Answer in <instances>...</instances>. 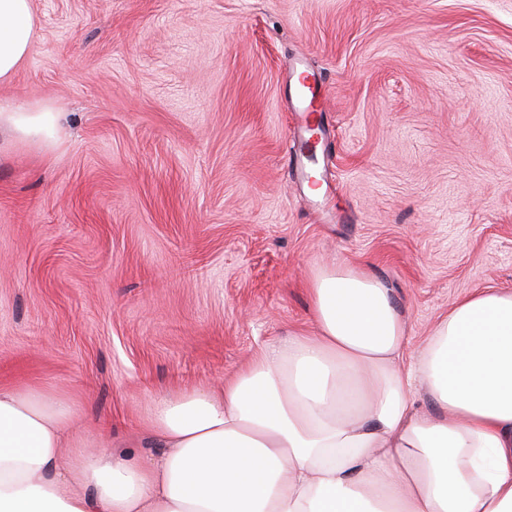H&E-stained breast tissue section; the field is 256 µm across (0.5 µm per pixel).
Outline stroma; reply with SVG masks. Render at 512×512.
Listing matches in <instances>:
<instances>
[{
	"label": "stroma",
	"mask_w": 512,
	"mask_h": 512,
	"mask_svg": "<svg viewBox=\"0 0 512 512\" xmlns=\"http://www.w3.org/2000/svg\"><path fill=\"white\" fill-rule=\"evenodd\" d=\"M33 9L0 97L65 120L51 149L0 136V385L72 397L77 434L147 454L152 396L310 330L332 263L391 288L415 350L512 290V0Z\"/></svg>",
	"instance_id": "35a3bbf8"
}]
</instances>
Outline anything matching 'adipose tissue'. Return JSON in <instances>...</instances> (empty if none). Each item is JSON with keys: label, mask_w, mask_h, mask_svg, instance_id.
Instances as JSON below:
<instances>
[{"label": "adipose tissue", "mask_w": 512, "mask_h": 512, "mask_svg": "<svg viewBox=\"0 0 512 512\" xmlns=\"http://www.w3.org/2000/svg\"><path fill=\"white\" fill-rule=\"evenodd\" d=\"M32 0H0V81ZM61 113L0 98V131L54 147ZM313 334L229 380L151 398L150 459L75 437L74 407L0 387V512H512V290L457 301L417 354L392 290L346 264L310 284Z\"/></svg>", "instance_id": "1"}]
</instances>
